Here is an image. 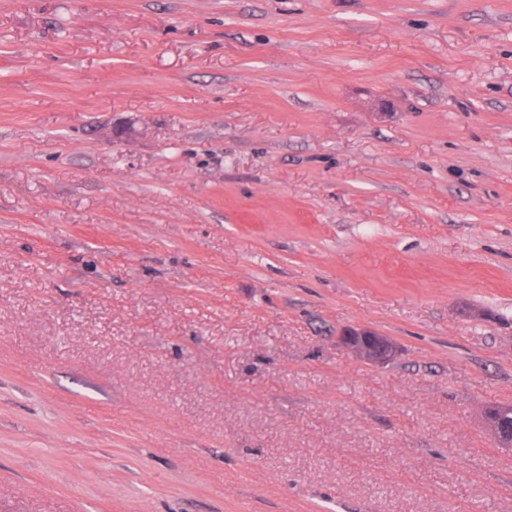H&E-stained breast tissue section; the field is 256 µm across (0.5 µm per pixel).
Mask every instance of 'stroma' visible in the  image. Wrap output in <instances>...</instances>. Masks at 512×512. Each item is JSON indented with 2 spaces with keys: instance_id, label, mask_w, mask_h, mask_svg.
<instances>
[{
  "instance_id": "obj_1",
  "label": "stroma",
  "mask_w": 512,
  "mask_h": 512,
  "mask_svg": "<svg viewBox=\"0 0 512 512\" xmlns=\"http://www.w3.org/2000/svg\"><path fill=\"white\" fill-rule=\"evenodd\" d=\"M507 405L512 0H0V512H512ZM337 339L344 348L372 364L384 363L395 352L393 343L386 336L363 327H346Z\"/></svg>"
}]
</instances>
